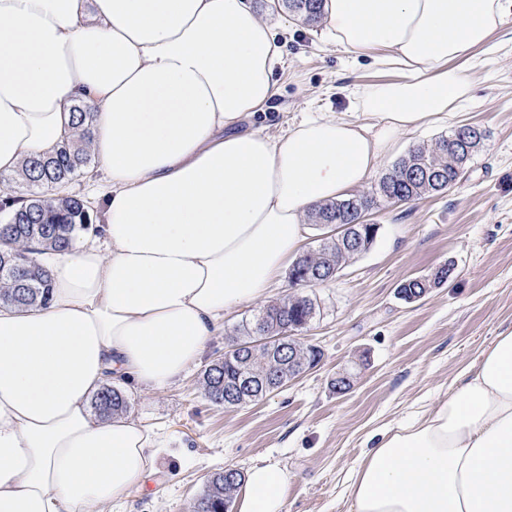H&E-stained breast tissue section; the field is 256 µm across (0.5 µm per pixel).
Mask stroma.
Listing matches in <instances>:
<instances>
[{
    "mask_svg": "<svg viewBox=\"0 0 512 512\" xmlns=\"http://www.w3.org/2000/svg\"><path fill=\"white\" fill-rule=\"evenodd\" d=\"M251 6L285 43L276 93L264 117L239 130L276 136L311 115H352L349 90L393 79V67L352 56L329 42L325 26L307 27L273 0ZM470 103L448 121L402 137L393 153L431 144L462 124L487 139L458 187L404 205L380 203L376 242L335 280L310 288L319 311L299 338L318 345L319 365L260 401L213 405L202 387L206 366L223 357L231 335L253 314L225 315L200 365L168 387L123 385L128 419L162 434L146 489L104 512H190L208 478L225 468L273 463L288 476L284 512H351L344 489L370 433L404 424L453 393L460 370L475 363L501 331L512 330V16L492 48L476 50ZM452 270L428 295L408 303L401 282ZM356 365L353 388L337 394V371Z\"/></svg>",
    "mask_w": 512,
    "mask_h": 512,
    "instance_id": "1",
    "label": "stroma"
}]
</instances>
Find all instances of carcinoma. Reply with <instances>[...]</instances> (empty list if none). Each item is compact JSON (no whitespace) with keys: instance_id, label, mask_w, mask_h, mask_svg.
Returning a JSON list of instances; mask_svg holds the SVG:
<instances>
[{"instance_id":"cac0c4a2","label":"carcinoma","mask_w":512,"mask_h":512,"mask_svg":"<svg viewBox=\"0 0 512 512\" xmlns=\"http://www.w3.org/2000/svg\"><path fill=\"white\" fill-rule=\"evenodd\" d=\"M292 16L307 26L323 19V0H281ZM74 138L49 157L34 158L19 173V180L4 189L0 211L13 208L10 221L0 224V305L36 310L48 304V273L38 256L47 250H70L82 233L98 231L90 207L82 197L56 192L61 186L85 174L91 163L90 113L78 109L74 115ZM485 132L477 127L459 126L429 146H419L385 169L374 191L321 204L310 213L311 224L343 227L336 235L320 240L294 263V286L313 287L325 282L346 261L358 255L346 243L350 230H362L363 218L380 201L393 204L415 202L426 195L453 189L460 182L467 163L480 150ZM448 278V267L439 268L433 280L407 279L398 287L406 301H416L426 284ZM319 310L309 294L292 293L268 303L251 319L237 327L238 336L224 357L210 364L203 374L209 400L226 408H236L259 400L272 385L288 373L313 365L322 358L314 346L298 344L296 358L280 350L283 342H296V334L306 329ZM254 336H275L263 352L251 355L238 349L242 340ZM252 378V387H241L242 377ZM99 417L107 419L128 409L125 396L113 387H104L94 397ZM241 474L227 469L213 474L193 503L192 512H224L241 484Z\"/></svg>"}]
</instances>
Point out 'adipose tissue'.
<instances>
[{"label":"adipose tissue","instance_id":"obj_1","mask_svg":"<svg viewBox=\"0 0 512 512\" xmlns=\"http://www.w3.org/2000/svg\"><path fill=\"white\" fill-rule=\"evenodd\" d=\"M349 54L397 79L354 87L347 119L232 131L275 94L284 51L246 0H0V176L53 154L91 111L100 243L40 262L49 306L0 308V512H88L145 484L164 443L94 417L118 379L149 391L197 366L224 316L266 297L311 233L398 139L457 111L512 0H324ZM458 390L373 437L351 512H512V330ZM288 476L249 469L236 512H283Z\"/></svg>","mask_w":512,"mask_h":512}]
</instances>
